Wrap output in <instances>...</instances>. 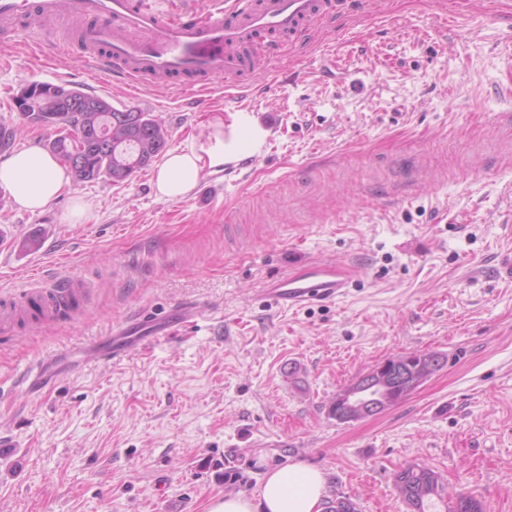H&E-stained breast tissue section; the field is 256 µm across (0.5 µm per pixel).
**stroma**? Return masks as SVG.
<instances>
[{"label": "stroma", "instance_id": "stroma-1", "mask_svg": "<svg viewBox=\"0 0 512 512\" xmlns=\"http://www.w3.org/2000/svg\"><path fill=\"white\" fill-rule=\"evenodd\" d=\"M41 30L0 42V124L15 147L50 129L16 112L33 81L75 86L163 120L171 146L251 157L203 167L167 200L153 169L72 183L37 212L0 187V305L19 287L88 282L47 329H0V512H207L254 492L257 456L320 468L359 512H410L401 467L512 512V16L492 0H377L264 63L245 88L93 75ZM86 219L69 220L74 199ZM41 244L24 245L30 233ZM312 261L360 267L336 302L280 309L264 290ZM199 306L194 323L123 362L44 390L41 354L105 340L118 323ZM445 367L382 414L341 423L336 394L399 353Z\"/></svg>", "mask_w": 512, "mask_h": 512}]
</instances>
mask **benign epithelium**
<instances>
[{
	"instance_id": "benign-epithelium-1",
	"label": "benign epithelium",
	"mask_w": 512,
	"mask_h": 512,
	"mask_svg": "<svg viewBox=\"0 0 512 512\" xmlns=\"http://www.w3.org/2000/svg\"><path fill=\"white\" fill-rule=\"evenodd\" d=\"M445 358L437 353L420 356V360H385L365 374L366 380L353 384L340 393L332 406L336 420L347 423L382 413L383 409L402 399L405 390L418 386L426 375H434Z\"/></svg>"
}]
</instances>
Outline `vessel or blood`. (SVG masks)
Returning <instances> with one entry per match:
<instances>
[{
	"label": "vessel or blood",
	"instance_id": "b4317fda",
	"mask_svg": "<svg viewBox=\"0 0 512 512\" xmlns=\"http://www.w3.org/2000/svg\"><path fill=\"white\" fill-rule=\"evenodd\" d=\"M363 6V0H212L204 11L172 14L157 0H0V38L15 39L35 24L55 48L60 37L73 33L94 69L119 81L166 84L181 76L198 85L221 74L241 87L262 61L302 46L320 26ZM353 276L336 264L315 261L276 278L265 295L278 307L331 302L347 292ZM84 286L69 280L43 295L25 289L23 296L40 297L51 312ZM169 334L156 324L141 333L126 322L113 328L111 349L95 357L117 362Z\"/></svg>",
	"mask_w": 512,
	"mask_h": 512
}]
</instances>
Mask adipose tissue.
<instances>
[{
	"instance_id": "adipose-tissue-1",
	"label": "adipose tissue",
	"mask_w": 512,
	"mask_h": 512,
	"mask_svg": "<svg viewBox=\"0 0 512 512\" xmlns=\"http://www.w3.org/2000/svg\"><path fill=\"white\" fill-rule=\"evenodd\" d=\"M223 140L205 152L171 149L159 165L155 187L161 198L185 197L195 187L203 165H223ZM0 184L16 205L35 212L44 209L71 188L66 166L52 154L21 147L0 160ZM326 479L301 462L267 466L256 492L227 494L212 500L208 512H324Z\"/></svg>"
}]
</instances>
